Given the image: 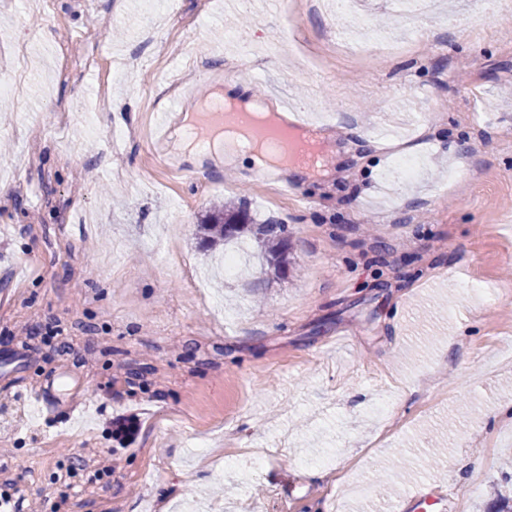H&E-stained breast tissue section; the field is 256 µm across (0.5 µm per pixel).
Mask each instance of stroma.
Masks as SVG:
<instances>
[{
	"instance_id": "1",
	"label": "stroma",
	"mask_w": 512,
	"mask_h": 512,
	"mask_svg": "<svg viewBox=\"0 0 512 512\" xmlns=\"http://www.w3.org/2000/svg\"><path fill=\"white\" fill-rule=\"evenodd\" d=\"M100 72L66 67L91 52ZM0 491L25 512H489L512 496V0H0ZM317 125L272 175L126 139L157 68ZM438 117H430L431 109ZM412 146L398 181L392 145ZM293 189L280 193L281 182ZM288 227L227 278L213 205ZM49 391L47 407L32 395ZM391 405L386 417L375 406ZM267 452L257 474L225 468ZM430 506L419 507L417 492Z\"/></svg>"
}]
</instances>
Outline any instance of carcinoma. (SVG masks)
Here are the masks:
<instances>
[{
    "mask_svg": "<svg viewBox=\"0 0 512 512\" xmlns=\"http://www.w3.org/2000/svg\"><path fill=\"white\" fill-rule=\"evenodd\" d=\"M199 231L203 232L206 242L211 246L249 237L259 244L269 267L282 273L288 270L289 262L284 251L285 225L270 221L264 224L257 223L243 203H225L217 207L199 224Z\"/></svg>",
    "mask_w": 512,
    "mask_h": 512,
    "instance_id": "obj_1",
    "label": "carcinoma"
}]
</instances>
